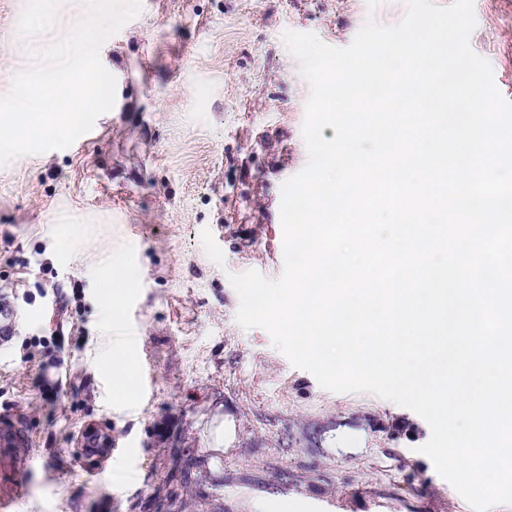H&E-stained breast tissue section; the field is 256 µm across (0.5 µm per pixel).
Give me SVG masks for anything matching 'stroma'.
<instances>
[{
  "label": "stroma",
  "mask_w": 512,
  "mask_h": 512,
  "mask_svg": "<svg viewBox=\"0 0 512 512\" xmlns=\"http://www.w3.org/2000/svg\"><path fill=\"white\" fill-rule=\"evenodd\" d=\"M0 0V96L79 0ZM405 0H142L100 50L113 109L81 152L0 167V298L24 313L0 353V447L14 512H472L420 446L419 415L323 390L229 277L284 271L281 186L307 161L308 82L284 41L348 46ZM473 50L512 85V0H475ZM51 315H44V306ZM154 370L150 396L114 386ZM94 437L123 455L95 459Z\"/></svg>",
  "instance_id": "obj_1"
}]
</instances>
